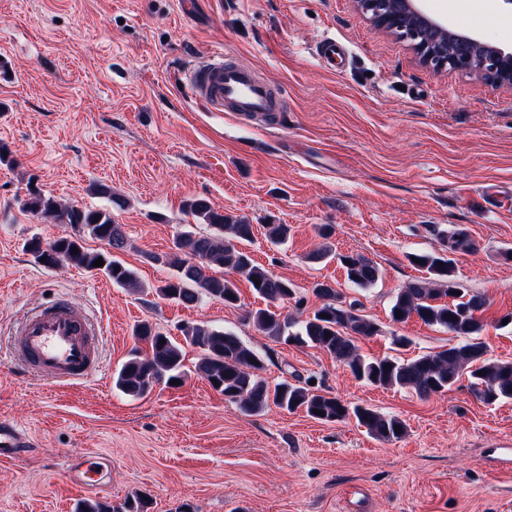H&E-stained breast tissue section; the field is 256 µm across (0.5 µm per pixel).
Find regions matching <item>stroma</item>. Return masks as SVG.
Masks as SVG:
<instances>
[{
  "instance_id": "obj_1",
  "label": "stroma",
  "mask_w": 512,
  "mask_h": 512,
  "mask_svg": "<svg viewBox=\"0 0 512 512\" xmlns=\"http://www.w3.org/2000/svg\"><path fill=\"white\" fill-rule=\"evenodd\" d=\"M480 22L450 0H417L450 29L512 46V6L491 0ZM333 38L349 49L342 69L316 54ZM229 50L283 93L267 119L214 112L182 89L197 57ZM0 415L36 443L0 462V512H74L92 497L112 505L142 494L150 512H503L512 502V400L487 405L469 377L448 393L356 380L312 347L283 345L249 323L263 307L247 283L239 306L210 300L185 307L158 297L172 274L157 263L193 218L183 204L207 199L254 226L249 249L274 275L298 285L304 311L319 306L314 282L331 283L376 322L362 355H416L451 334L417 319L394 323L400 288L420 278L411 252L441 251L440 234L466 228L477 250L453 256L454 279L486 297L483 338L492 357L512 360V90L470 71L423 67L408 40L384 32L353 0H0ZM111 187L123 207L91 194ZM81 207L110 208L128 245L118 257L143 285L120 288L103 274L47 268L25 244L70 234L25 212L29 188ZM290 228L271 244L269 224ZM330 224L340 253L375 262L377 283H348L336 260L314 261L316 227ZM67 294L107 328L104 369L79 385L22 376L10 362V327L22 310ZM176 337L186 323L234 332L263 357L264 377L315 380L349 405L399 415L398 441L381 442L355 419L322 423L269 407L247 417L195 372L141 398L113 385L137 323ZM409 337L395 349L392 338ZM95 451L112 475L96 491L73 485L77 458Z\"/></svg>"
}]
</instances>
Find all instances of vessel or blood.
I'll return each instance as SVG.
<instances>
[{"label": "vessel or blood", "mask_w": 512, "mask_h": 512, "mask_svg": "<svg viewBox=\"0 0 512 512\" xmlns=\"http://www.w3.org/2000/svg\"><path fill=\"white\" fill-rule=\"evenodd\" d=\"M186 93L210 109L245 115L279 111V93L257 69L231 60L229 53L214 52L190 69L184 80ZM14 359L26 375L57 384L85 382L102 367L103 326L88 312L57 297L28 311L19 321ZM32 448L29 437L6 416H0V456L19 459ZM103 470L87 461L76 463L72 483L94 490Z\"/></svg>", "instance_id": "b4317fda"}]
</instances>
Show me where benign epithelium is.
<instances>
[{"instance_id": "benign-epithelium-1", "label": "benign epithelium", "mask_w": 512, "mask_h": 512, "mask_svg": "<svg viewBox=\"0 0 512 512\" xmlns=\"http://www.w3.org/2000/svg\"><path fill=\"white\" fill-rule=\"evenodd\" d=\"M358 8L370 15L372 21L387 32L405 28L412 17L420 18L430 29L446 35L442 42H419L412 32L407 38L412 42L422 64L436 70L475 71L492 84L512 90V49L482 44L477 39L459 34L423 14L414 0H356ZM479 44L484 53L474 57L471 45Z\"/></svg>"}]
</instances>
